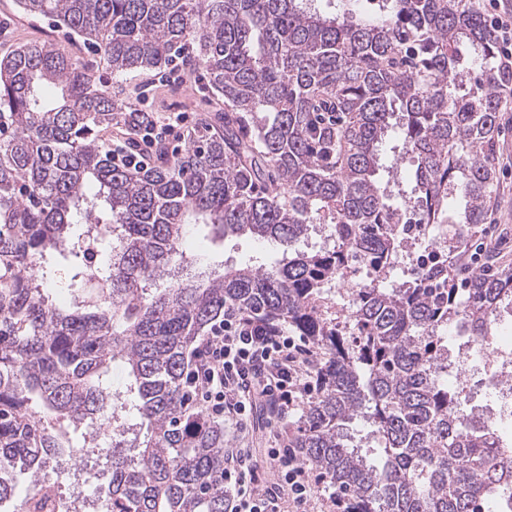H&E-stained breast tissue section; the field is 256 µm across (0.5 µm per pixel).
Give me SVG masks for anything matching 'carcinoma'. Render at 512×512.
Instances as JSON below:
<instances>
[{
  "mask_svg": "<svg viewBox=\"0 0 512 512\" xmlns=\"http://www.w3.org/2000/svg\"><path fill=\"white\" fill-rule=\"evenodd\" d=\"M307 2L18 0L100 49L114 78L192 44L186 66L224 111L180 156L160 146L153 166L117 167L104 135L134 144L140 109L58 44L0 57V503L117 410L101 512H228L224 425L189 401L185 352L229 306L319 350L316 395L288 444L349 512H485L512 496V442L448 385V330L489 336L512 310L511 270L465 267L495 189L512 66L471 0H381L361 22ZM391 133L414 160L422 223L452 227L395 288L401 213L378 177ZM94 224L112 232L100 259L83 249ZM188 224L275 242L282 259L183 283L169 262ZM315 224L330 226L327 243L294 250ZM351 259L369 279L338 320L320 302ZM58 276L66 307L44 292ZM114 363L123 391L106 382ZM360 420L376 458L351 441Z\"/></svg>",
  "mask_w": 512,
  "mask_h": 512,
  "instance_id": "obj_1",
  "label": "carcinoma"
}]
</instances>
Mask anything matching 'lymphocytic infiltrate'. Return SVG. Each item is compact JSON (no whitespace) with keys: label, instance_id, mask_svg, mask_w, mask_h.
Returning a JSON list of instances; mask_svg holds the SVG:
<instances>
[{"label":"lymphocytic infiltrate","instance_id":"f902f5d3","mask_svg":"<svg viewBox=\"0 0 512 512\" xmlns=\"http://www.w3.org/2000/svg\"><path fill=\"white\" fill-rule=\"evenodd\" d=\"M180 123L177 115L163 121L147 120L141 133L142 148L128 150L113 143V161L146 165L151 149L174 135ZM313 355L304 338L228 307L191 352L189 394L213 420L228 419L243 428L253 410L262 406L269 423H282L297 410L301 398L313 392L304 378ZM266 456L278 473L274 490L265 486L251 453L229 457L224 466L229 512H282L287 501L297 512H304L319 484L299 463L296 449L272 447Z\"/></svg>","mask_w":512,"mask_h":512}]
</instances>
